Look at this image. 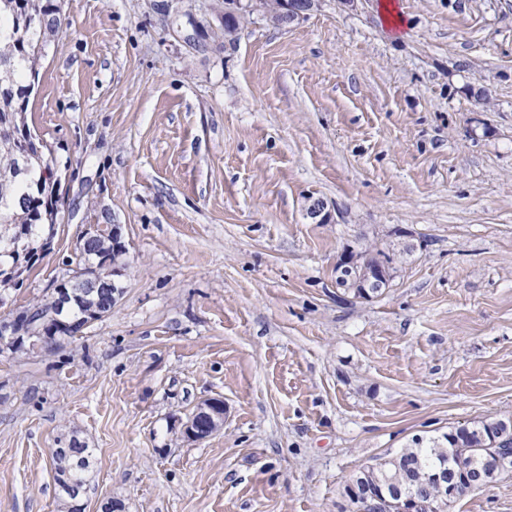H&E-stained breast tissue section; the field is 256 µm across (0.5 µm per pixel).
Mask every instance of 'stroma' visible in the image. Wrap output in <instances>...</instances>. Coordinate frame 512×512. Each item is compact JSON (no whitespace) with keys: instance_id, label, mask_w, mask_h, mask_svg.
I'll return each instance as SVG.
<instances>
[{"instance_id":"stroma-1","label":"stroma","mask_w":512,"mask_h":512,"mask_svg":"<svg viewBox=\"0 0 512 512\" xmlns=\"http://www.w3.org/2000/svg\"><path fill=\"white\" fill-rule=\"evenodd\" d=\"M396 2L397 35L381 0H321L230 41L224 0H54L30 107L65 220L0 312L69 278L86 225L126 255L110 316L0 349V512H58L69 439L82 512H356L376 457L512 418V0ZM379 249L386 288L337 286ZM449 512H512V471ZM370 258H371V256L367 255L366 253H354V251H353V252L347 253L341 259V261L338 263V266H337L342 271L349 272L351 274V277L353 276L352 272H356V274L358 276L357 283L359 285L361 284L362 286H364V288H357L355 285V282L350 280L349 275L346 274V272L343 274L345 277H342L341 279H339V281L337 280L338 284L341 286H355L356 290H354L352 288H346V289L352 290L354 292V295L358 296V297H362L361 295H368L369 291L371 292V294H375V293H378L379 291H381V289L387 285V284H385L386 281H382L381 283L377 284L373 288L365 287L364 281H366V283H367V280L371 276L373 271H375L378 276L381 275L380 271H382L383 273L385 272L384 271L385 269L383 266H381V263H380L378 257H375L376 267L366 269V266H367ZM371 294H370V296H371ZM224 411V404L217 400L198 405L195 414L185 426L187 438L200 440L208 437L224 422ZM92 452L89 448H55L53 451L52 460L56 467V473L59 478V473L65 479L62 485L64 486L70 501H66L61 505L60 512H78L74 509L73 496L82 485L87 486L90 460Z\"/></svg>"}]
</instances>
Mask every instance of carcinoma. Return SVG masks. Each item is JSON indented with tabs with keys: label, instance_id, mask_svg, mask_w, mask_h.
Here are the masks:
<instances>
[{
	"label": "carcinoma",
	"instance_id": "cac0c4a2",
	"mask_svg": "<svg viewBox=\"0 0 512 512\" xmlns=\"http://www.w3.org/2000/svg\"><path fill=\"white\" fill-rule=\"evenodd\" d=\"M58 30L53 0H0V222L12 224L31 240L29 254L13 252L0 242V291L16 288L40 258L36 240L51 239L65 218L58 178L43 169L56 166L51 146L32 132L29 98L38 80L52 33ZM115 258L112 235L104 232L82 243L69 264L104 272ZM89 307L74 302L64 314L47 316L29 328L47 339L48 351L74 338L85 324L103 319L88 315ZM512 453V420L485 421L459 427L426 441L411 440L408 447L387 453L364 467L360 477L384 502L381 512H402L407 494L429 486L436 470L449 474L478 468L491 454ZM91 451L61 448L53 451L56 473L64 477L68 496L87 485Z\"/></svg>",
	"mask_w": 512,
	"mask_h": 512
}]
</instances>
